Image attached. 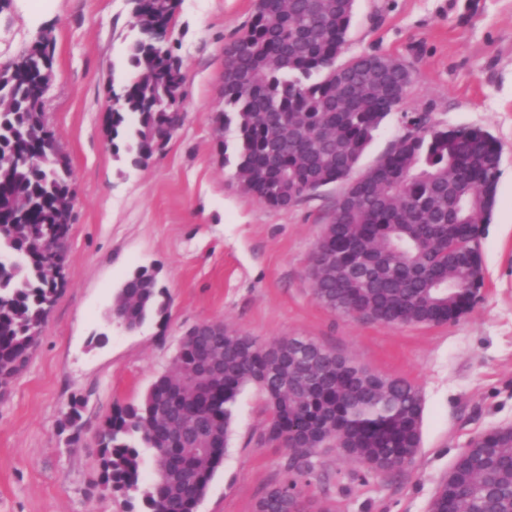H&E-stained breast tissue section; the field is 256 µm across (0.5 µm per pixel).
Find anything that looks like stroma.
Instances as JSON below:
<instances>
[{
  "label": "stroma",
  "instance_id": "35a3bbf8",
  "mask_svg": "<svg viewBox=\"0 0 512 512\" xmlns=\"http://www.w3.org/2000/svg\"><path fill=\"white\" fill-rule=\"evenodd\" d=\"M253 0H180L171 44L183 62L184 121L145 165L112 154L111 87L136 37L129 0H0V65L40 35L53 40L49 126L75 193L69 262L29 361L0 387V512H127L97 486L95 435L114 408L138 402L203 322L269 343L307 338L370 370L414 384L421 447L399 472L360 476L320 454L308 496L329 512H429L471 439L512 423V0H355L347 55L389 54L410 66L403 108L443 127L477 126L501 147L497 203L481 238L484 286L473 308L441 325L387 327L316 300L311 255L344 184L277 210L244 192L224 163V45ZM160 271L165 317L136 332L106 322L115 288ZM78 407L82 442L66 426ZM259 391L235 407L223 463L196 512H254L285 477V449L263 438Z\"/></svg>",
  "mask_w": 512,
  "mask_h": 512
}]
</instances>
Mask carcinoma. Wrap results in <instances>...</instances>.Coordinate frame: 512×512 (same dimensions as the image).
<instances>
[{
	"mask_svg": "<svg viewBox=\"0 0 512 512\" xmlns=\"http://www.w3.org/2000/svg\"><path fill=\"white\" fill-rule=\"evenodd\" d=\"M138 36L133 75L107 107L112 152L146 164L181 126L172 109L184 82L182 61L158 39L179 0H130ZM354 0H254L245 30L224 47V111L234 132L220 149L241 188L287 209L343 182L319 237L309 276L325 307L385 326L445 324L461 318L483 287L480 239L497 201L501 150L480 127L442 128L427 112L402 110L412 71L399 58L361 53L344 62ZM22 64L0 67V202L15 217L0 223V383L18 373L38 341L68 261L69 162L44 126L36 78H54L51 42L26 50ZM399 115L391 150L353 176L386 119ZM48 137L46 156L14 161L29 138ZM167 310L158 271L139 268L113 293L106 317L129 332ZM298 338L263 344L228 327L222 336L191 329L173 369L137 404L117 407L98 432L95 485L142 512H195L222 464L237 399L248 385L264 395L265 439L286 448L287 477L256 502V512H313L304 477L324 448L370 473L411 465L421 445L423 398L410 382L379 375L321 345L299 355ZM215 372L199 374L204 360ZM203 430L189 444L191 423ZM152 452L154 476L142 473ZM511 457L512 437L474 439L438 486L431 512H508L512 471L481 466ZM469 489L467 496L454 488Z\"/></svg>",
	"mask_w": 512,
	"mask_h": 512,
	"instance_id": "1",
	"label": "carcinoma"
}]
</instances>
